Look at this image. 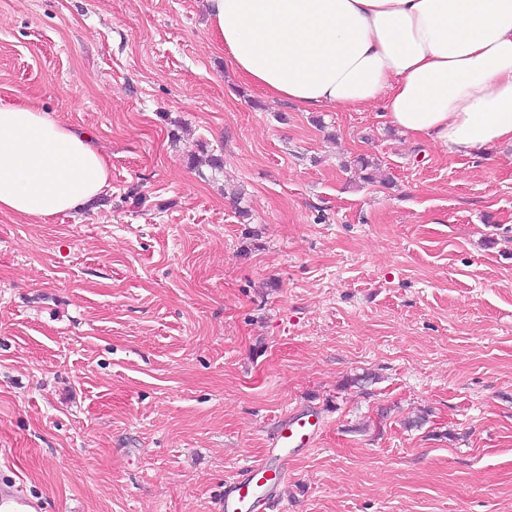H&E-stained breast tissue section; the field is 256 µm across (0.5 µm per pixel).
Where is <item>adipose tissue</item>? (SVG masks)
Segmentation results:
<instances>
[{"label": "adipose tissue", "instance_id": "ef3b65f1", "mask_svg": "<svg viewBox=\"0 0 512 512\" xmlns=\"http://www.w3.org/2000/svg\"><path fill=\"white\" fill-rule=\"evenodd\" d=\"M215 43L272 100L381 102L387 122L467 155L512 158V0H206ZM89 134L0 101V214L77 210L110 187Z\"/></svg>", "mask_w": 512, "mask_h": 512}]
</instances>
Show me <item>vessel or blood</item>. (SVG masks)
Listing matches in <instances>:
<instances>
[{"mask_svg": "<svg viewBox=\"0 0 512 512\" xmlns=\"http://www.w3.org/2000/svg\"><path fill=\"white\" fill-rule=\"evenodd\" d=\"M320 429L311 415L287 416L266 459L246 467L224 489V512H263L277 483L288 474L292 454L310 446ZM0 512H39V506L24 488L12 485L0 489Z\"/></svg>", "mask_w": 512, "mask_h": 512, "instance_id": "1", "label": "vessel or blood"}]
</instances>
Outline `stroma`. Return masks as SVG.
Segmentation results:
<instances>
[{
    "mask_svg": "<svg viewBox=\"0 0 512 512\" xmlns=\"http://www.w3.org/2000/svg\"><path fill=\"white\" fill-rule=\"evenodd\" d=\"M206 18L0 0V100L110 162L92 208L0 215V470L42 512H222L309 412L268 512H512V160L271 100Z\"/></svg>",
    "mask_w": 512,
    "mask_h": 512,
    "instance_id": "35a3bbf8",
    "label": "stroma"
}]
</instances>
